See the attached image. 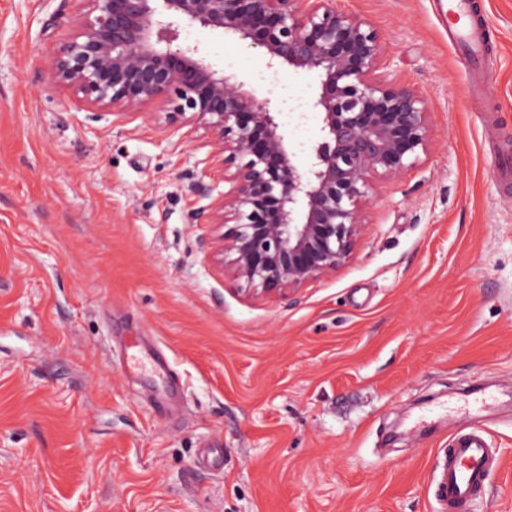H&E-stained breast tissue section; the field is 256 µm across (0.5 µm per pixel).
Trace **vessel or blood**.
I'll return each instance as SVG.
<instances>
[{
	"mask_svg": "<svg viewBox=\"0 0 512 512\" xmlns=\"http://www.w3.org/2000/svg\"><path fill=\"white\" fill-rule=\"evenodd\" d=\"M448 34L480 65L486 48L485 24L472 0H447L444 10ZM495 461L483 431L471 427L448 448L435 476L440 512H466L487 483Z\"/></svg>",
	"mask_w": 512,
	"mask_h": 512,
	"instance_id": "vessel-or-blood-1",
	"label": "vessel or blood"
}]
</instances>
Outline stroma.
<instances>
[{"label":"stroma","mask_w":512,"mask_h":512,"mask_svg":"<svg viewBox=\"0 0 512 512\" xmlns=\"http://www.w3.org/2000/svg\"><path fill=\"white\" fill-rule=\"evenodd\" d=\"M439 0H335L420 90L432 148L375 182L351 259L291 299L215 263L204 130L120 117L48 81L62 0H0V512H437L459 431L501 461L469 512H512V0H478L481 78ZM258 98L318 81L197 26ZM296 149L321 115L282 112ZM224 450L221 467L199 462Z\"/></svg>","instance_id":"1"}]
</instances>
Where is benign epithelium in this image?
<instances>
[{"label":"benign epithelium","mask_w":512,"mask_h":512,"mask_svg":"<svg viewBox=\"0 0 512 512\" xmlns=\"http://www.w3.org/2000/svg\"><path fill=\"white\" fill-rule=\"evenodd\" d=\"M74 32L52 56L50 80L84 104L120 116L166 103L168 126L212 135L211 166L228 190H193L211 203L193 221L214 224V254L249 297L294 295L333 275L365 232L361 220L377 179L414 169L431 146L420 92L380 72L376 29L333 0H78ZM199 26L272 69L288 64L318 77L306 107L323 115L322 141L298 159L280 130L287 100L257 99L216 68L180 30Z\"/></svg>","instance_id":"7a95c632"}]
</instances>
